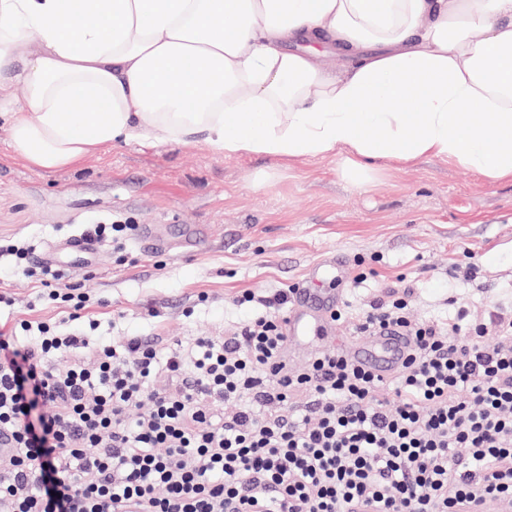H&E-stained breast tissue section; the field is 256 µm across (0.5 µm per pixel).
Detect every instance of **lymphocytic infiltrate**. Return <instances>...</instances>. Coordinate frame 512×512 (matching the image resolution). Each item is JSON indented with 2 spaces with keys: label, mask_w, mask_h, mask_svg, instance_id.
I'll use <instances>...</instances> for the list:
<instances>
[{
  "label": "lymphocytic infiltrate",
  "mask_w": 512,
  "mask_h": 512,
  "mask_svg": "<svg viewBox=\"0 0 512 512\" xmlns=\"http://www.w3.org/2000/svg\"><path fill=\"white\" fill-rule=\"evenodd\" d=\"M4 254L49 301L85 309L30 245ZM293 293L278 289L229 335L184 342L94 344L21 320L27 342L0 336V432L13 447L0 512H512V318L417 323L395 291L338 308L356 335L409 336L383 378L339 351L288 366L278 310ZM64 356L66 369L50 368Z\"/></svg>",
  "instance_id": "f902f5d3"
}]
</instances>
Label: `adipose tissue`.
<instances>
[{
    "label": "adipose tissue",
    "mask_w": 512,
    "mask_h": 512,
    "mask_svg": "<svg viewBox=\"0 0 512 512\" xmlns=\"http://www.w3.org/2000/svg\"><path fill=\"white\" fill-rule=\"evenodd\" d=\"M0 122L40 171L203 140L512 180V0H0Z\"/></svg>",
    "instance_id": "adipose-tissue-1"
}]
</instances>
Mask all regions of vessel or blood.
I'll list each match as a JSON object with an SVG mask.
<instances>
[{"label":"vessel or blood","instance_id":"1","mask_svg":"<svg viewBox=\"0 0 512 512\" xmlns=\"http://www.w3.org/2000/svg\"><path fill=\"white\" fill-rule=\"evenodd\" d=\"M313 287L297 288L293 305L288 313V339L292 342H315L333 333L332 315L340 304L343 291L339 288L316 287V280L326 278L343 281L344 265L336 258L326 259L311 268ZM405 336L394 331L363 337L347 348L348 357L371 369L376 374H391L401 363L407 351Z\"/></svg>","mask_w":512,"mask_h":512}]
</instances>
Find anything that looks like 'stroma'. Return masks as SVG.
I'll list each match as a JSON object with an SVG mask.
<instances>
[{
  "label": "stroma",
  "instance_id": "1",
  "mask_svg": "<svg viewBox=\"0 0 512 512\" xmlns=\"http://www.w3.org/2000/svg\"><path fill=\"white\" fill-rule=\"evenodd\" d=\"M115 216L156 225L166 248L147 251L130 237L122 264L104 244L89 257L67 248ZM20 240L65 269L89 296L88 315L74 321L41 300L6 259V335L32 317L94 342L221 336L253 311L238 303L242 291L305 285L310 268L334 255L369 274L344 290L355 309L392 286L410 287L418 321L512 309V182L438 160L384 164L362 190L341 179L332 157H227L203 141L109 146L79 166L39 172L0 127V244Z\"/></svg>",
  "mask_w": 512,
  "mask_h": 512
}]
</instances>
